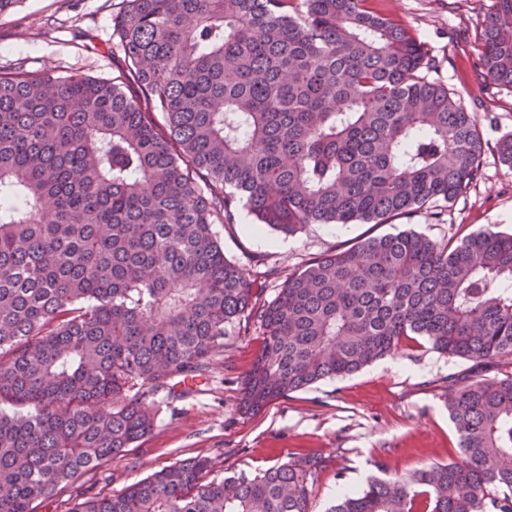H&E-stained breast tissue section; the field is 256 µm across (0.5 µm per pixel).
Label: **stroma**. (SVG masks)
I'll return each mask as SVG.
<instances>
[{
  "instance_id": "obj_1",
  "label": "stroma",
  "mask_w": 512,
  "mask_h": 512,
  "mask_svg": "<svg viewBox=\"0 0 512 512\" xmlns=\"http://www.w3.org/2000/svg\"><path fill=\"white\" fill-rule=\"evenodd\" d=\"M380 12L424 46L429 81L448 88L477 120L480 174L449 205L386 224H309L293 236L255 225L247 210L219 226L225 255L275 298L292 271L365 239L412 228L437 244L492 229L512 233V165L497 144L512 134V88L493 84L481 65L484 19L493 0H375ZM122 0H22L0 16V74H82L112 78L124 54L112 34ZM259 322L232 326L207 376L184 393L161 394L153 429L136 447L44 500L37 512H71L82 491L117 495L149 474L195 456L209 458L211 477L258 472L312 453L317 472L310 512H326L340 493L379 473L395 476L428 463L459 460V437L448 417V381L463 383L471 361L405 341L360 371L325 379L277 399L255 415L239 409L244 380L262 346Z\"/></svg>"
}]
</instances>
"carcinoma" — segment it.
<instances>
[{
    "mask_svg": "<svg viewBox=\"0 0 512 512\" xmlns=\"http://www.w3.org/2000/svg\"><path fill=\"white\" fill-rule=\"evenodd\" d=\"M113 29L115 78L0 74V512H36L134 447L155 396L207 375L243 319L264 328L245 414L415 336L512 365V234L372 237L266 303L215 230L241 208L284 236L383 224L473 182L477 121L404 27L369 0H124ZM482 43L486 77L512 87V0ZM448 415L460 460L328 512H512V374L448 384ZM323 464L209 480L196 456L73 512H310Z\"/></svg>",
    "mask_w": 512,
    "mask_h": 512,
    "instance_id": "1",
    "label": "carcinoma"
}]
</instances>
